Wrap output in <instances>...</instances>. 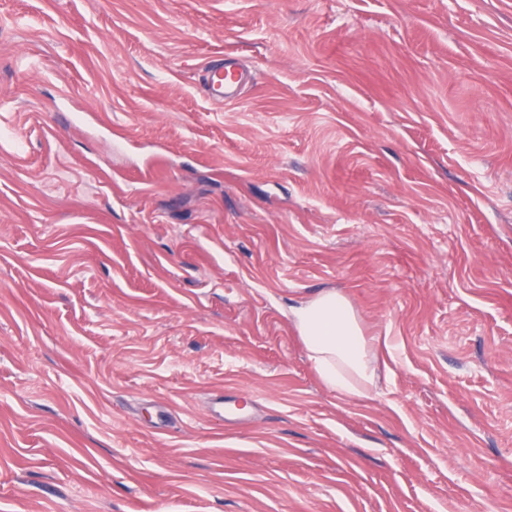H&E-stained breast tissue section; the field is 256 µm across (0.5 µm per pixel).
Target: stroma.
Segmentation results:
<instances>
[{"instance_id":"stroma-1","label":"stroma","mask_w":512,"mask_h":512,"mask_svg":"<svg viewBox=\"0 0 512 512\" xmlns=\"http://www.w3.org/2000/svg\"><path fill=\"white\" fill-rule=\"evenodd\" d=\"M1 130L0 512H512V0H0ZM245 83L242 67L233 59L210 61L204 69V89L208 99L217 105L238 100ZM292 316L324 386L345 397H370L375 388V368L347 298L327 291L292 309Z\"/></svg>"}]
</instances>
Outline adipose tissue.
I'll use <instances>...</instances> for the list:
<instances>
[{"label": "adipose tissue", "instance_id": "adipose-tissue-1", "mask_svg": "<svg viewBox=\"0 0 512 512\" xmlns=\"http://www.w3.org/2000/svg\"><path fill=\"white\" fill-rule=\"evenodd\" d=\"M292 316L324 386L345 397H370L376 380L371 351L347 298L327 291Z\"/></svg>", "mask_w": 512, "mask_h": 512}]
</instances>
